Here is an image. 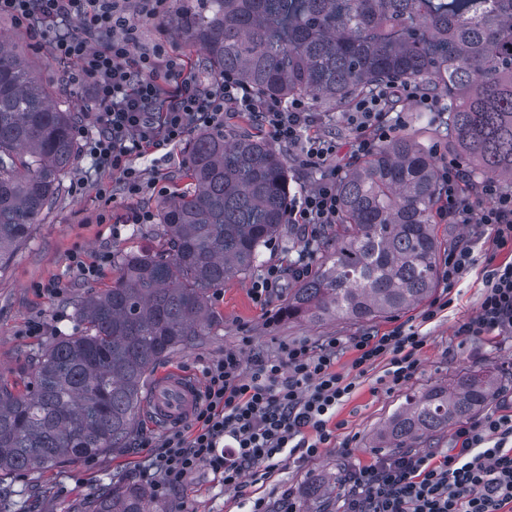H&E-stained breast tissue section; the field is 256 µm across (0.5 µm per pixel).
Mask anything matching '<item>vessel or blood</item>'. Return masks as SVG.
Here are the masks:
<instances>
[{"instance_id": "obj_1", "label": "vessel or blood", "mask_w": 512, "mask_h": 512, "mask_svg": "<svg viewBox=\"0 0 512 512\" xmlns=\"http://www.w3.org/2000/svg\"><path fill=\"white\" fill-rule=\"evenodd\" d=\"M196 381L179 370L161 377L144 405L143 414L157 427L180 422L199 400Z\"/></svg>"}]
</instances>
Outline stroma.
Masks as SVG:
<instances>
[{
	"mask_svg": "<svg viewBox=\"0 0 512 512\" xmlns=\"http://www.w3.org/2000/svg\"><path fill=\"white\" fill-rule=\"evenodd\" d=\"M146 0H128L127 13L140 31V50L156 47L180 57L183 74L199 87H208L213 76L200 52L188 49L177 37L171 10L152 15ZM0 37L9 40L24 54L35 74L59 94L61 107L75 111L77 124L87 134L96 131L100 105L83 87L70 80V67L57 63L49 35H33L26 25L0 17ZM404 132L415 134L435 151L436 163L455 157L447 116L421 115L410 103L400 107ZM131 164L144 181L142 193H125L119 175L94 171L88 156L77 155L63 180L62 190L50 209L35 224L29 239L12 258L0 266V380L15 390L25 391L32 381L35 358L57 339L80 334L83 325L74 309V300L110 287L117 277L115 267H106L96 279H85L72 266L70 256L82 252L94 260L103 252L119 255L158 244L154 225L130 224V211L143 207L158 210L173 194L188 191V157L183 143L158 151L132 156ZM55 281L60 292L40 293L39 285ZM286 289L266 306L250 295V278H234L209 296V306L220 324L212 336L195 349L180 351L156 366L155 375L173 369L183 370L197 381H204L205 368L223 357L225 350L239 351L244 358L253 353L277 354L282 344L315 342L326 336H353L361 327L343 320L320 325L291 321L281 310L288 300ZM485 283L482 266H475L454 285L438 283L435 296L451 298L447 312L434 320L422 321L423 305L373 321L372 329L385 333L405 325L425 336L420 367L402 387H390L384 366H376L357 376L351 363L353 352H346L336 363L337 372L353 379L356 387L336 409L339 427L327 448L312 459L291 456L272 472L257 468L246 474L240 490L224 487L221 475L209 466H200L183 482L173 486L167 496L152 499L150 512H249L255 500H264L268 512H288L289 503L305 508L308 487L322 483L330 500L343 490L342 480L349 468L366 466L385 456L375 440L386 420L408 397L435 385H450L461 375L478 368H494L501 389L512 391V336L463 337L457 327L473 317L483 299ZM44 327L40 335L29 332L30 323ZM165 429L150 426L145 419L137 425L125 447L100 456L64 463L50 470L0 475V498L10 512H85L89 500L101 485L116 481L149 484L143 465Z\"/></svg>",
	"mask_w": 512,
	"mask_h": 512,
	"instance_id": "35a3bbf8",
	"label": "stroma"
}]
</instances>
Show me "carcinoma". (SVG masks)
I'll list each match as a JSON object with an SVG mask.
<instances>
[{
  "instance_id": "carcinoma-1",
  "label": "carcinoma",
  "mask_w": 512,
  "mask_h": 512,
  "mask_svg": "<svg viewBox=\"0 0 512 512\" xmlns=\"http://www.w3.org/2000/svg\"><path fill=\"white\" fill-rule=\"evenodd\" d=\"M182 42L213 76L230 71L258 96L345 108L389 81L448 98V127L473 177L512 186V0H175ZM76 113L12 46L0 43V264L30 236L78 153ZM192 188L160 206L153 250L122 253L110 288L77 303L84 332L37 360L32 391L0 383V471L48 469L122 447L156 364L211 335L209 293L248 277L288 223V165L267 140L206 129L188 143ZM339 223L286 317L369 321L426 299L438 281L430 150L410 134L353 166ZM498 386L490 370L413 396L387 422L409 450L475 414ZM136 483L107 484L87 512H149Z\"/></svg>"
}]
</instances>
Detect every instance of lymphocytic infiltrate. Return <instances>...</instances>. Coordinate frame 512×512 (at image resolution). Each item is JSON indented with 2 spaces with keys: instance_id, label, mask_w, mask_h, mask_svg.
Instances as JSON below:
<instances>
[{
  "instance_id": "f902f5d3",
  "label": "lymphocytic infiltrate",
  "mask_w": 512,
  "mask_h": 512,
  "mask_svg": "<svg viewBox=\"0 0 512 512\" xmlns=\"http://www.w3.org/2000/svg\"><path fill=\"white\" fill-rule=\"evenodd\" d=\"M0 16L52 35L56 60L76 63L73 81L105 107L84 150L96 170L119 174L128 194L143 189L133 154L174 144L193 128L221 126L229 106L250 114L276 143L297 150L308 167L328 166L338 153L335 140L303 136L316 120L308 99L258 97L231 73L204 90L181 77L164 50L137 53L126 0H0ZM73 18L81 20V32L66 28ZM404 101L424 112L438 111L440 104L421 85L396 82L353 102L346 125L357 155L372 154L397 134L404 119L396 108ZM439 180L441 220L489 228L495 249L512 250L511 188L493 178L471 181L453 160L441 167ZM339 215L335 175L293 196L288 221L306 240L291 267L294 278L311 273L315 248ZM486 283L477 314L458 327V335H512V262L488 265ZM425 343V336L398 326L383 334L368 329L288 343L280 355L258 354L248 363L239 352L225 351L205 369L194 428L166 435L148 459L160 476L156 494L166 495L203 463L222 475L229 490L240 488L257 467L273 470L282 456H318L332 439L328 424L337 405L355 387L337 373L339 356L354 352L353 366L362 375L386 363L396 388L417 372ZM340 501L337 512H512V414L467 419L446 451H408L349 469Z\"/></svg>"
}]
</instances>
